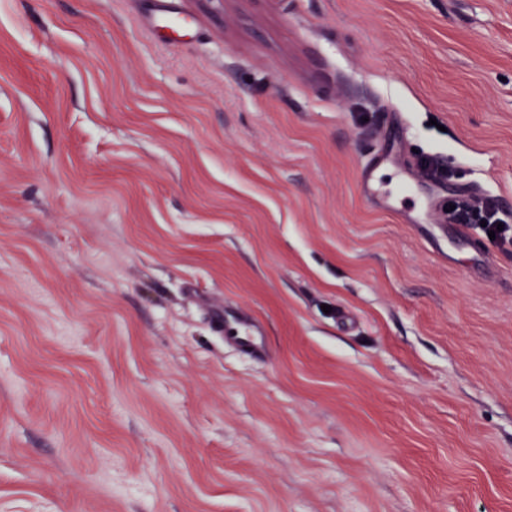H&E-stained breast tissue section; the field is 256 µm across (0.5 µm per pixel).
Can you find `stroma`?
I'll list each match as a JSON object with an SVG mask.
<instances>
[{
  "label": "stroma",
  "instance_id": "obj_1",
  "mask_svg": "<svg viewBox=\"0 0 512 512\" xmlns=\"http://www.w3.org/2000/svg\"><path fill=\"white\" fill-rule=\"evenodd\" d=\"M465 183L512 0H0V512H512V251L406 222ZM383 160V155H376L362 167L360 171L361 183L366 195L382 196L390 201L389 209H394L393 203L397 195L403 191H409L411 189V184H405L401 191L395 190V192H390L386 184L374 176L376 169L381 165ZM243 333L235 336L236 343L247 354L260 357L264 353V337L258 324L249 316L243 315Z\"/></svg>",
  "mask_w": 512,
  "mask_h": 512
}]
</instances>
